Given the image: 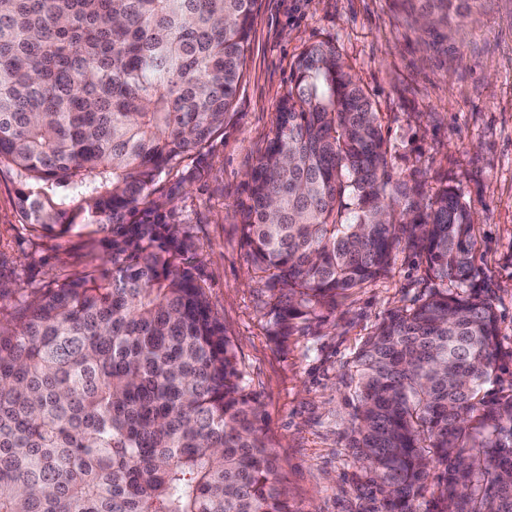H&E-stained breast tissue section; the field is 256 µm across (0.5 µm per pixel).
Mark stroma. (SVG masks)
<instances>
[{
  "instance_id": "obj_1",
  "label": "stroma",
  "mask_w": 512,
  "mask_h": 512,
  "mask_svg": "<svg viewBox=\"0 0 512 512\" xmlns=\"http://www.w3.org/2000/svg\"><path fill=\"white\" fill-rule=\"evenodd\" d=\"M333 42L379 112L394 144L393 182L424 195L458 188L474 222V285L499 317L495 393L512 389V0H489L460 25L429 29L402 0H257L251 53L233 116L174 200L199 239L212 307L267 416L278 478L294 512H377L345 440L349 362L398 307L421 300L425 259L399 246L389 271L337 296L322 318L280 347L270 337L269 293L255 277L236 210L244 175L272 136L299 54ZM85 228L42 237L20 218L0 176V282L18 302L103 254Z\"/></svg>"
}]
</instances>
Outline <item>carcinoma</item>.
Wrapping results in <instances>:
<instances>
[{"mask_svg":"<svg viewBox=\"0 0 512 512\" xmlns=\"http://www.w3.org/2000/svg\"><path fill=\"white\" fill-rule=\"evenodd\" d=\"M426 25L486 0H424ZM256 0H0V175L48 236L93 224L89 263L0 305V512H291L266 417L169 207L224 134ZM379 113L336 46L297 58L237 215L280 296V346L400 245L428 293L350 361L346 447L381 512H512V392L498 316L469 287L473 218L391 183ZM176 173L166 186L162 178ZM477 422L471 426V422Z\"/></svg>","mask_w":512,"mask_h":512,"instance_id":"obj_1","label":"carcinoma"}]
</instances>
